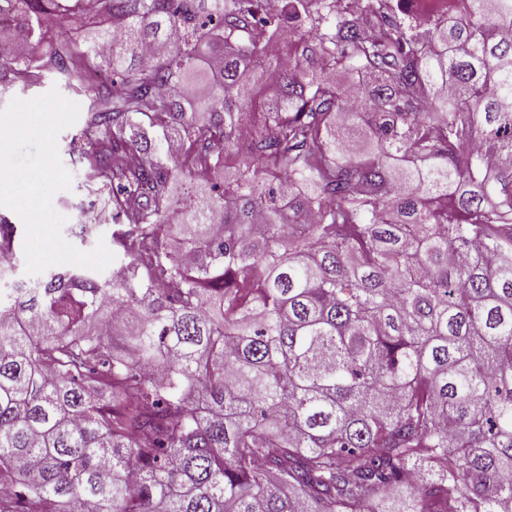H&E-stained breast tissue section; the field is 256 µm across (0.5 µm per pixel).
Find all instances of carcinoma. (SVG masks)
Returning a JSON list of instances; mask_svg holds the SVG:
<instances>
[{
    "mask_svg": "<svg viewBox=\"0 0 512 512\" xmlns=\"http://www.w3.org/2000/svg\"><path fill=\"white\" fill-rule=\"evenodd\" d=\"M98 8L0 48L90 95L118 258L18 278L0 223V512H512V0ZM88 1L94 0H86V2H84L82 12L85 16H92L88 14L85 9V6L88 3H92ZM84 15H78L76 17H57L55 23L45 35L44 39L39 43L38 46L35 47V55L45 56L49 53L54 34L61 27L69 30L74 38L77 39L80 45H85L87 40L92 37H96L95 33L108 28L112 23L109 18L101 15L97 18H88Z\"/></svg>",
    "mask_w": 512,
    "mask_h": 512,
    "instance_id": "cac0c4a2",
    "label": "carcinoma"
}]
</instances>
